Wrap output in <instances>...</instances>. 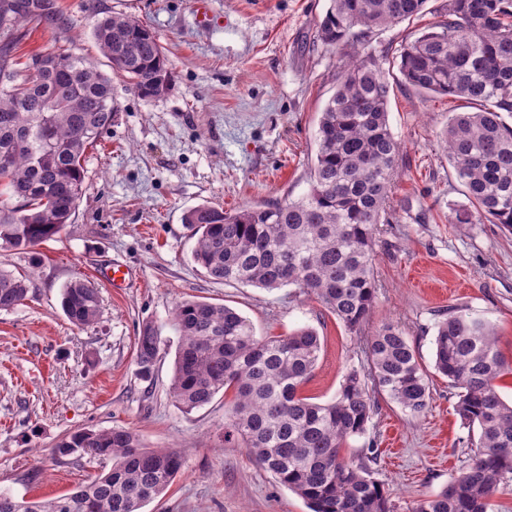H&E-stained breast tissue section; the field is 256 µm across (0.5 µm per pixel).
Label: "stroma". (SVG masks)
<instances>
[{"label":"stroma","mask_w":512,"mask_h":512,"mask_svg":"<svg viewBox=\"0 0 512 512\" xmlns=\"http://www.w3.org/2000/svg\"><path fill=\"white\" fill-rule=\"evenodd\" d=\"M54 17L34 29L16 56L65 49L110 73L92 35L97 16L131 15L166 50L171 91L141 97L113 79L116 116L83 166L84 192L73 221L41 245V263L0 248V267L33 271L28 298L0 312V492L38 501L68 494L99 470L87 459H56L54 445L83 429L123 428L150 448L178 449L184 466L169 491L144 512H309L306 503L263 470L237 441L224 439L228 403L216 396L183 411L169 395L179 333L174 306L195 299L247 317L257 335L309 326L323 350L304 395L331 399L347 368L365 362L359 339L314 297L295 287L272 291L205 278L182 222L202 203L233 211L296 199L309 189L320 114L349 50L317 37L329 0H211L200 25L194 0H50ZM444 0H427L420 19L377 32L376 54L395 56L422 27L439 20ZM462 100L392 84L390 128L403 147L392 221L375 239L377 294L364 334L398 324L424 366L449 308L491 320L512 363V233L501 225L455 224L463 187L440 144ZM124 266V287L100 284L96 325L73 327L60 306L71 279L96 280ZM161 328L152 380L140 378L135 342L145 322ZM427 412L404 415L387 395L346 455L377 447L374 477L396 512L437 494L474 451L454 409L448 380L432 375Z\"/></svg>","instance_id":"1"}]
</instances>
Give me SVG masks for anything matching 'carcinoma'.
Instances as JSON below:
<instances>
[{"instance_id":"cac0c4a2","label":"carcinoma","mask_w":512,"mask_h":512,"mask_svg":"<svg viewBox=\"0 0 512 512\" xmlns=\"http://www.w3.org/2000/svg\"><path fill=\"white\" fill-rule=\"evenodd\" d=\"M318 39L350 48L334 94L319 119L310 188L286 199L227 212L208 203L182 218L196 237L193 260L205 277L269 291L294 286L316 297L352 333H360L375 302L374 239L402 158L391 131L390 80L427 94L449 95L473 108L457 112L444 132L448 162L468 204L454 224L484 218L512 231V0H446L443 19L404 46L400 60L370 48L374 32L418 18L427 0H329ZM53 19L37 0H0V247L41 262L37 248L72 223L83 193L86 152L112 124L111 78L66 50L36 53L22 62L14 48L21 27ZM93 37L144 98L169 93L172 73L164 47L139 20L120 13L97 21ZM395 66L398 73L390 72ZM31 276L0 268V311L29 295ZM61 307L77 328L100 315L98 289L68 282ZM180 336L169 394L186 412L232 392L224 438L240 439L255 461L302 498L311 512H395L372 476L379 449L350 459L348 438L366 432L384 393L410 418L425 414L430 375L396 324L363 337L367 367L350 368L336 395L315 402L301 394L322 349L309 327L286 336H258L251 321L223 304L184 300L173 310ZM160 329L143 324L136 342L142 379L152 378ZM434 369L455 389V411L478 432L465 471L411 512H488L498 481L512 478V403L498 392L508 366L491 322L454 308L434 339ZM103 471L72 493L19 502L0 512H142L181 472L175 448H148L126 429H84L61 438L53 455H71Z\"/></svg>"}]
</instances>
